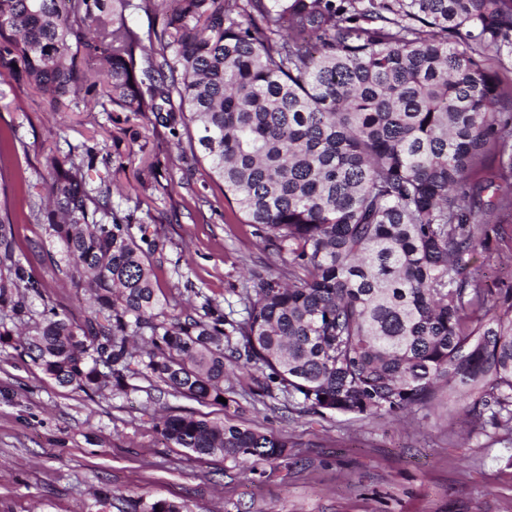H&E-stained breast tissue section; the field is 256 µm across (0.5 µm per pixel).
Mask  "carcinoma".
Returning a JSON list of instances; mask_svg holds the SVG:
<instances>
[{"instance_id": "obj_1", "label": "carcinoma", "mask_w": 512, "mask_h": 512, "mask_svg": "<svg viewBox=\"0 0 512 512\" xmlns=\"http://www.w3.org/2000/svg\"><path fill=\"white\" fill-rule=\"evenodd\" d=\"M163 6L150 47L127 16ZM512 62V0H0V66L80 108L100 62L105 95L150 112L191 147L282 268L239 294L241 318L205 296L168 316L151 257L164 242L92 188L91 150L53 162L37 210L95 308L39 313L26 350L62 387L126 391L156 379L208 405L242 372L250 392L298 414L373 418L434 399L476 422L512 421V288L492 305L468 274L488 213L463 186L512 123L497 72ZM0 224V306L33 319L40 294ZM157 431L197 458L250 473L288 435L194 413Z\"/></svg>"}]
</instances>
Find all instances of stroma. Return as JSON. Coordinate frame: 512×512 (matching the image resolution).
<instances>
[{
    "label": "stroma",
    "mask_w": 512,
    "mask_h": 512,
    "mask_svg": "<svg viewBox=\"0 0 512 512\" xmlns=\"http://www.w3.org/2000/svg\"><path fill=\"white\" fill-rule=\"evenodd\" d=\"M86 145L103 160L91 178L111 186L115 212L165 243L153 265L167 314L204 295L236 303L253 273L278 264L232 215L186 133L97 93L87 107L55 111L48 94L0 67V221L11 223L15 255L41 284L32 309L48 305L79 322L93 304L59 270L57 243L32 215L51 160ZM501 173L499 151H487L467 195L488 202ZM488 247L491 258L476 255L470 271L492 301L512 286V250ZM185 411L287 432L288 458L250 479L224 458H195L154 429ZM158 499L188 512H512V428L470 423L464 405L444 400L400 418L302 416L240 382L224 407L172 395L156 380L89 396L45 376L18 341L0 345V512H144Z\"/></svg>",
    "instance_id": "1"
}]
</instances>
